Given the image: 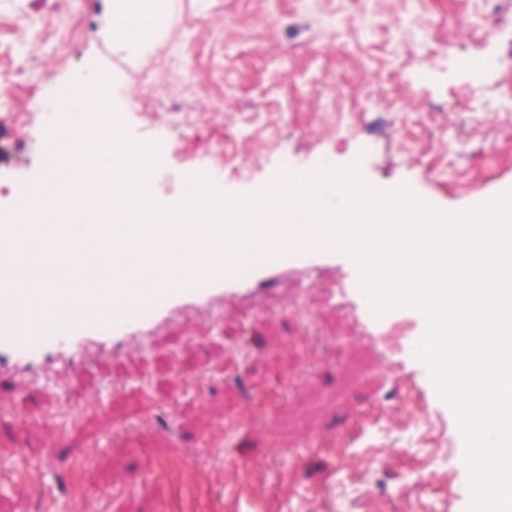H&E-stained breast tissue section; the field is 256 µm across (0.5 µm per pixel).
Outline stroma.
Listing matches in <instances>:
<instances>
[{
  "mask_svg": "<svg viewBox=\"0 0 512 512\" xmlns=\"http://www.w3.org/2000/svg\"><path fill=\"white\" fill-rule=\"evenodd\" d=\"M170 15L138 54L114 43L110 0H0V217L43 180L49 130L110 114L164 144L161 205L202 173L254 195L351 164L442 212L512 190V0H171ZM87 91L103 111L62 113ZM355 268L340 250L122 357L0 379L15 473L0 512H467V444L416 355L427 320L375 321ZM91 397L101 411L67 424Z\"/></svg>",
  "mask_w": 512,
  "mask_h": 512,
  "instance_id": "1",
  "label": "stroma"
}]
</instances>
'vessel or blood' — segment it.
I'll return each mask as SVG.
<instances>
[{
    "label": "vessel or blood",
    "instance_id": "obj_1",
    "mask_svg": "<svg viewBox=\"0 0 512 512\" xmlns=\"http://www.w3.org/2000/svg\"><path fill=\"white\" fill-rule=\"evenodd\" d=\"M73 202L84 209L91 225L102 235L129 237L130 230L87 191V176L79 169L66 174ZM310 238L299 247L282 240L273 230V243L255 258L242 260L225 252L224 260L204 271L182 265V253L172 248L169 257L149 258L144 252L122 250L120 259L98 261L85 268L95 285L83 291L59 288L55 297L69 304L81 297L87 313L69 323L60 341L45 337L46 325L24 323L17 308L26 286L18 277H0V378L35 376L45 371L61 373L84 362L90 355H118L132 346H143L153 333L176 317L199 309L223 310L226 299L249 301L257 297L258 285L292 267H311L334 262L336 249L319 231L306 225ZM111 303L112 320L104 322L97 314L102 303Z\"/></svg>",
    "mask_w": 512,
    "mask_h": 512
}]
</instances>
